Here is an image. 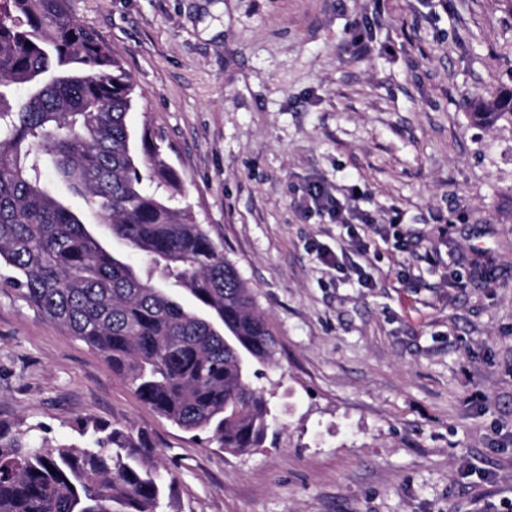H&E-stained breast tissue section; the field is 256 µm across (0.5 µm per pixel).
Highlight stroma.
I'll return each instance as SVG.
<instances>
[{"instance_id": "35a3bbf8", "label": "stroma", "mask_w": 512, "mask_h": 512, "mask_svg": "<svg viewBox=\"0 0 512 512\" xmlns=\"http://www.w3.org/2000/svg\"><path fill=\"white\" fill-rule=\"evenodd\" d=\"M140 97L184 205L278 340L265 443L236 455L161 418L93 350L0 288V420L147 432L161 512H498L512 500V86L506 0H71ZM365 28L367 51L352 42ZM324 183L369 213L301 203ZM403 222L390 226L391 210ZM347 268L320 263L314 245ZM371 262L374 287L354 269ZM470 117L478 125L512 123V88L500 87L488 97L478 95L471 99Z\"/></svg>"}]
</instances>
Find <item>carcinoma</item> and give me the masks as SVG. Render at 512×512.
<instances>
[{"label":"carcinoma","instance_id":"carcinoma-1","mask_svg":"<svg viewBox=\"0 0 512 512\" xmlns=\"http://www.w3.org/2000/svg\"><path fill=\"white\" fill-rule=\"evenodd\" d=\"M136 97L69 0H0V266L13 271L3 283L98 353L160 417L248 453L270 416L252 378L276 364L277 339L224 246L174 206L183 183L162 145L146 132L142 149L133 145ZM470 117L512 123V88L471 99ZM49 167L99 230L45 180ZM105 238L144 254L148 270L115 256ZM184 293L195 306L182 304ZM73 427L81 446L0 421V512H158L165 479L148 434L93 417Z\"/></svg>","mask_w":512,"mask_h":512}]
</instances>
